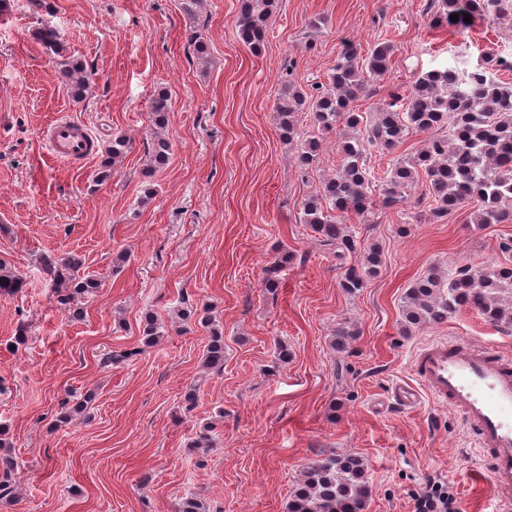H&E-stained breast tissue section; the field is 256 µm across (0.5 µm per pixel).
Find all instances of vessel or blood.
<instances>
[{
  "label": "vessel or blood",
  "instance_id": "obj_1",
  "mask_svg": "<svg viewBox=\"0 0 512 512\" xmlns=\"http://www.w3.org/2000/svg\"><path fill=\"white\" fill-rule=\"evenodd\" d=\"M51 156L69 164L89 159L95 140L81 121L59 117L43 132ZM416 385L392 388L396 401L416 406L421 396L456 410L486 453L490 489L500 512L512 507V356L471 343L432 339L414 355Z\"/></svg>",
  "mask_w": 512,
  "mask_h": 512
}]
</instances>
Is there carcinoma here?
Here are the masks:
<instances>
[{
  "label": "carcinoma",
  "mask_w": 512,
  "mask_h": 512,
  "mask_svg": "<svg viewBox=\"0 0 512 512\" xmlns=\"http://www.w3.org/2000/svg\"><path fill=\"white\" fill-rule=\"evenodd\" d=\"M429 2L435 10L431 22L439 26L450 22L452 14L512 21V0ZM274 7L275 0H240L238 36L255 53L264 46L267 20ZM34 36L56 58L60 77L72 98L83 99L93 81L92 69L68 55L66 40L56 27L44 23L35 29ZM391 53L392 46L387 42L374 45L365 55L349 43L336 61L328 83L317 88L316 96L307 95L292 83L278 95V129L285 143L297 146V166L304 173L316 166L320 142L316 136L301 132L298 113H311L313 126L323 134L345 128L352 131L338 141L340 164L336 176L323 183L321 194L303 204V223L336 252H353L357 249L356 236L343 223V217L354 213L368 218L374 206V186L383 207H399L405 203V189L422 174L429 182L433 218H443L472 201L477 207L476 223L512 222V84L499 77V71L512 70V63L488 57L470 73L448 66L423 71L407 97L394 94L372 117H365L354 102L365 91L367 78L386 74ZM169 112V96L164 91L155 92L150 102L151 168L164 165L169 158L171 144L163 137ZM412 131H431L433 136L414 156L392 157L384 177H379L370 166V156L375 151L393 152ZM127 147L124 136L112 138L104 148L106 159L96 173L97 181L105 182L112 176V166ZM291 260L292 256L284 253L265 270L262 284L266 291L279 288L280 272ZM380 264L381 249L374 245L359 264L345 269L340 287L353 294L361 291L377 277ZM81 266L82 261L73 255L42 258V269L55 287L56 301L68 311L75 299L100 288L98 278L80 274ZM22 286V278L0 261V295H14ZM404 300L406 332L441 323L462 307L476 310L484 321L503 331H512V267L473 269L460 265L449 269L446 275L434 268L407 289ZM198 322L210 333L202 367L219 373L224 370L223 331L206 312ZM140 333L144 345L149 346L162 336V326L147 314ZM334 336V345L343 350L357 331L349 324H339ZM139 354L136 348L111 351L102 358V365L131 361ZM87 404L86 399L72 404L63 402L62 422L82 414ZM16 468L13 457L0 456V500L16 499ZM370 494L367 466L361 458L337 453L321 455L303 471L288 502V512H365Z\"/></svg>",
  "instance_id": "carcinoma-1"
}]
</instances>
